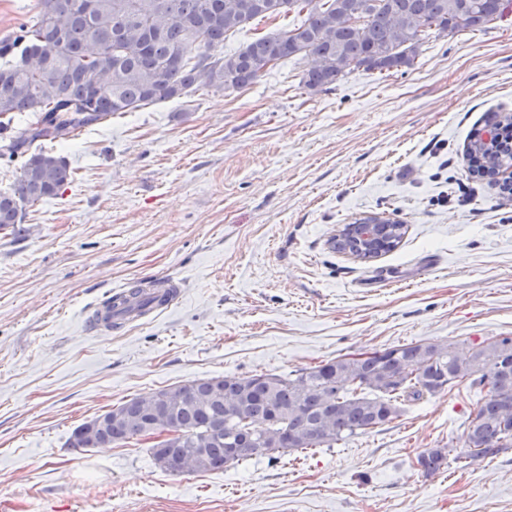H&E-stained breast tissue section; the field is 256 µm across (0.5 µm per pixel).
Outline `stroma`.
Returning a JSON list of instances; mask_svg holds the SVG:
<instances>
[{"mask_svg": "<svg viewBox=\"0 0 512 512\" xmlns=\"http://www.w3.org/2000/svg\"><path fill=\"white\" fill-rule=\"evenodd\" d=\"M304 58L233 92L193 91L45 141L72 179L0 229V512H512V448H468L467 384L333 447L217 472L156 466L151 439L72 448L83 422L196 379L285 375L404 343L512 335V201L472 175L469 136L512 113V13L430 40L407 72L357 71L311 94ZM407 226L370 261L337 227ZM172 277L170 309L89 316ZM450 452L448 448H430L418 456L417 464L425 473H434L444 465L448 466Z\"/></svg>", "mask_w": 512, "mask_h": 512, "instance_id": "obj_1", "label": "stroma"}]
</instances>
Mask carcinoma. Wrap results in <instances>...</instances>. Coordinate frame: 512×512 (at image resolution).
Returning <instances> with one entry per match:
<instances>
[{
    "mask_svg": "<svg viewBox=\"0 0 512 512\" xmlns=\"http://www.w3.org/2000/svg\"><path fill=\"white\" fill-rule=\"evenodd\" d=\"M38 0L21 27L0 38V132L16 115L36 120L0 146L20 161L9 192L0 191V228L22 223L25 206L55 195L71 177L67 162L36 141L56 140L116 112H137L197 87L241 90L277 61L311 56L303 87L317 93L351 73L405 72L436 37L485 27L512 0ZM297 13L294 28L233 50L227 37L252 20ZM358 14V21L348 19ZM469 163L493 177L512 165V149L488 154L468 140ZM407 228L370 215L330 238L333 250L360 260L397 249ZM466 382L475 408L466 422L469 452L454 460L512 448V336L468 348L408 343L299 370L197 379L131 398L75 427L72 448H96L143 436L158 423L172 433L151 448L173 473L222 471L249 457L325 445L392 422L409 399ZM450 450L430 448L417 464L431 474Z\"/></svg>",
    "mask_w": 512,
    "mask_h": 512,
    "instance_id": "1",
    "label": "carcinoma"
}]
</instances>
